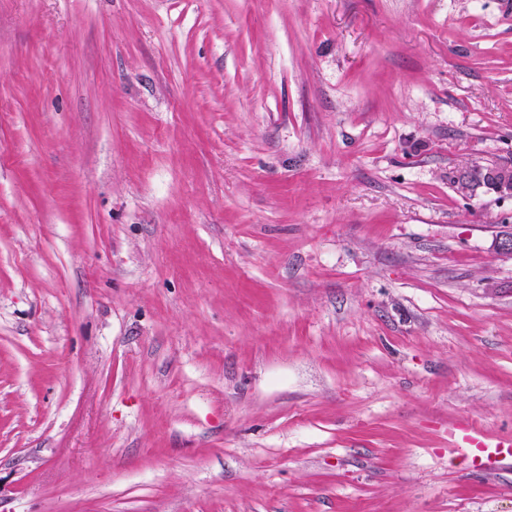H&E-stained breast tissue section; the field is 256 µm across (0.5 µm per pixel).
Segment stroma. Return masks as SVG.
Returning <instances> with one entry per match:
<instances>
[{
  "mask_svg": "<svg viewBox=\"0 0 512 512\" xmlns=\"http://www.w3.org/2000/svg\"><path fill=\"white\" fill-rule=\"evenodd\" d=\"M512 0H0V512H512ZM462 432L457 450L463 451L469 464L474 463L476 470L490 474L504 464H512V436L488 443L474 427L462 428Z\"/></svg>",
  "mask_w": 512,
  "mask_h": 512,
  "instance_id": "obj_1",
  "label": "stroma"
}]
</instances>
